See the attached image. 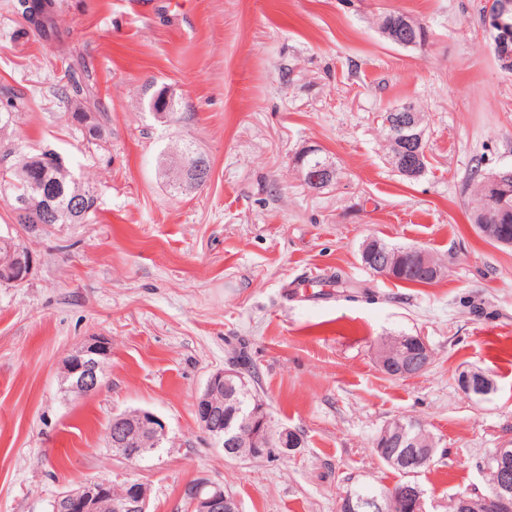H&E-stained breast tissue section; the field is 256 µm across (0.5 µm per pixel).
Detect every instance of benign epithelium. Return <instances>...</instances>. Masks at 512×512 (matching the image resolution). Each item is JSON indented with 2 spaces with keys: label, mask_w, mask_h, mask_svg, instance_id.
<instances>
[{
  "label": "benign epithelium",
  "mask_w": 512,
  "mask_h": 512,
  "mask_svg": "<svg viewBox=\"0 0 512 512\" xmlns=\"http://www.w3.org/2000/svg\"><path fill=\"white\" fill-rule=\"evenodd\" d=\"M483 23L489 33L494 54L504 72L512 70V0H487ZM420 26L410 20L398 28L384 29V34L394 43L411 47L420 44ZM399 112L396 120L388 123L393 145L401 156L397 172L406 178L417 179L424 173V166L410 163L407 154L418 153L426 140L427 129L419 113L409 104L395 108ZM303 181L312 190H318L336 177L335 168L319 165L301 171ZM512 181L509 168L494 171L485 178L487 186L484 205L474 215L478 228L485 229V222L506 201L501 195L505 184ZM33 267L31 252L18 247L0 257V279L11 283L25 281L24 271ZM110 356L109 343L101 338H91L74 350L66 359L61 382L67 394L83 398L99 391L103 385L104 365ZM431 351L428 345L417 339V348L411 353L393 358L382 352L378 363L388 375L408 377L422 373L428 366ZM250 380L235 367L220 369L210 375L206 387L195 401L197 420L208 436L218 445L225 446V452L232 458L240 457L237 445L246 437L253 448V455L263 454L270 447L271 438L265 408L243 412L239 395L248 389ZM460 386L469 395L482 397L488 384L472 372L460 375ZM166 423L155 413L139 409L125 412L112 419L110 447L130 462L137 461L149 452V447H160L167 440ZM496 466V480L490 494L471 490L459 492L455 501L460 512H467L475 498L484 504L492 502L503 507L512 496V447L503 445L491 454ZM122 507L127 512H147L149 490L138 482L125 484ZM112 497V483L103 480H88L74 488L62 491L54 503L55 512H100L105 499ZM407 498L415 500V512H425L424 501L411 485L393 487L372 498L363 497L352 491L346 494L347 507L353 512L370 508L385 512ZM187 512H239L235 498L224 490L201 481L188 492Z\"/></svg>",
  "instance_id": "benign-epithelium-1"
}]
</instances>
